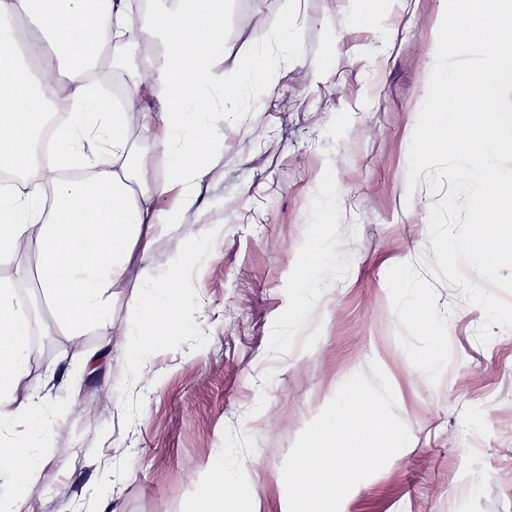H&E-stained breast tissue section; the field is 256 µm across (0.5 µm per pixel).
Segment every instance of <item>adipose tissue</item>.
<instances>
[{
    "mask_svg": "<svg viewBox=\"0 0 512 512\" xmlns=\"http://www.w3.org/2000/svg\"><path fill=\"white\" fill-rule=\"evenodd\" d=\"M225 0H172L145 25H135L136 0H0V174L15 175L34 160L49 121L47 96L61 91L68 114L56 133L54 162L24 194L0 192V256L35 241V275L47 305L69 335L112 318L111 290L135 246L150 248L157 232L181 221L179 207H158L179 187L191 199L207 171L214 141L200 134L196 108L214 84V66L227 38ZM31 18L42 35L21 37L16 24ZM159 45L121 106L101 110L89 74L109 42ZM153 87L160 111L143 108L140 85ZM153 135L171 162V175L151 179L130 144L132 124ZM134 333L150 341L179 309L175 279L132 295ZM32 319L13 289L0 287V421L28 416L33 438L40 416L14 406L28 365Z\"/></svg>",
    "mask_w": 512,
    "mask_h": 512,
    "instance_id": "1",
    "label": "adipose tissue"
}]
</instances>
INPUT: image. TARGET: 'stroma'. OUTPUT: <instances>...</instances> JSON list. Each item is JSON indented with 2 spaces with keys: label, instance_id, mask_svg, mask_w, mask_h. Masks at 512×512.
<instances>
[{
  "label": "stroma",
  "instance_id": "1",
  "mask_svg": "<svg viewBox=\"0 0 512 512\" xmlns=\"http://www.w3.org/2000/svg\"><path fill=\"white\" fill-rule=\"evenodd\" d=\"M443 0H231L217 86L202 100L215 140L195 196L112 290L111 322L68 336L33 277L35 245L0 285L41 307L16 404L0 423L38 471L23 512H199L209 471L257 512H288L282 465L305 425L377 361L409 444L340 512H512V331L428 272L436 257L426 178L407 190L409 146ZM293 25L295 52L280 34ZM276 58L268 85L244 77ZM240 85L235 112L219 87ZM340 261L299 287L319 252ZM179 278L176 321L137 346L140 274ZM274 66L273 59L264 53L252 54L246 64L245 73L252 83H264Z\"/></svg>",
  "mask_w": 512,
  "mask_h": 512
}]
</instances>
